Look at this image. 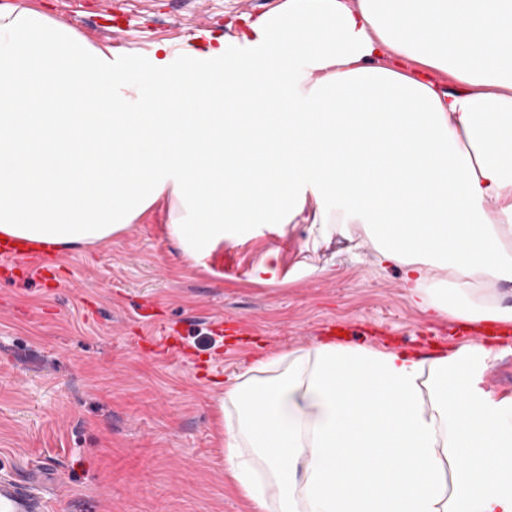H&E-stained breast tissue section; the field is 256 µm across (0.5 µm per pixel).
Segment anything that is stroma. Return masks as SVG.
I'll return each instance as SVG.
<instances>
[{"mask_svg": "<svg viewBox=\"0 0 512 512\" xmlns=\"http://www.w3.org/2000/svg\"><path fill=\"white\" fill-rule=\"evenodd\" d=\"M22 0L95 45L131 59L282 0ZM156 208L120 236L58 257L57 287L0 280V473L40 465L59 490L50 512H251L224 478L213 396L255 358L354 330L359 344L423 353L447 346L452 319L405 297L402 270L380 269L334 240L300 251L304 225L260 227L182 264ZM277 252L273 282L251 270ZM480 385L512 396V334L491 337Z\"/></svg>", "mask_w": 512, "mask_h": 512, "instance_id": "obj_1", "label": "stroma"}]
</instances>
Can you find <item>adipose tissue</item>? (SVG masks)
Instances as JSON below:
<instances>
[{
	"label": "adipose tissue",
	"instance_id": "1",
	"mask_svg": "<svg viewBox=\"0 0 512 512\" xmlns=\"http://www.w3.org/2000/svg\"><path fill=\"white\" fill-rule=\"evenodd\" d=\"M159 204L186 262L301 224L307 253L371 242L422 311L511 324L512 0H284L136 62L0 5V242L60 256ZM490 356L259 358L215 399L228 480L253 512H512Z\"/></svg>",
	"mask_w": 512,
	"mask_h": 512
}]
</instances>
